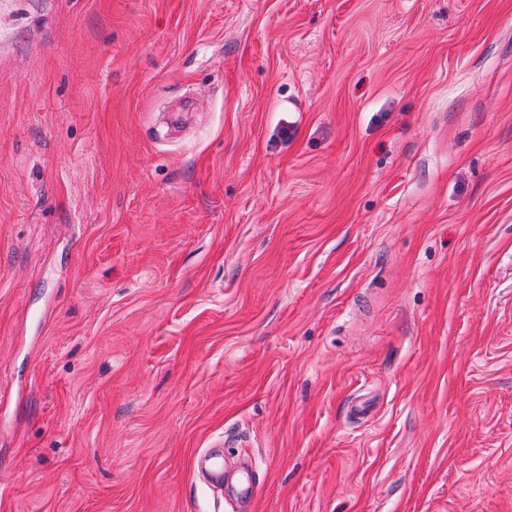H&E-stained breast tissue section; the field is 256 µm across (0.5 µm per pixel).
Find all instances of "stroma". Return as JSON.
<instances>
[{"label": "stroma", "instance_id": "35a3bbf8", "mask_svg": "<svg viewBox=\"0 0 512 512\" xmlns=\"http://www.w3.org/2000/svg\"><path fill=\"white\" fill-rule=\"evenodd\" d=\"M0 512H512V0H0ZM196 468L220 497L224 494V454L222 448H205L197 457ZM257 492L256 474L253 470L243 472L237 481L228 489L227 496L230 500L249 504L251 503Z\"/></svg>", "mask_w": 512, "mask_h": 512}]
</instances>
